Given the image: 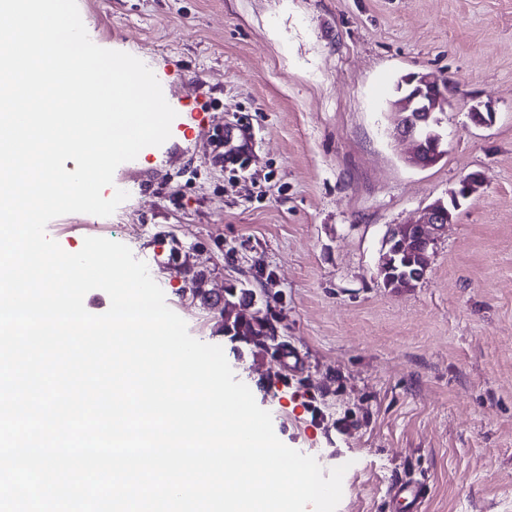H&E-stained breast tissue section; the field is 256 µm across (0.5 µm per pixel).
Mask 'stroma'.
<instances>
[{
  "label": "stroma",
  "mask_w": 512,
  "mask_h": 512,
  "mask_svg": "<svg viewBox=\"0 0 512 512\" xmlns=\"http://www.w3.org/2000/svg\"><path fill=\"white\" fill-rule=\"evenodd\" d=\"M91 41L144 62L175 110L171 136L121 164L107 217L53 219L69 253L127 245L195 339L221 346L285 445L347 465L337 512H512V0H77ZM448 82L447 154L412 168L388 101L398 78ZM491 110L472 122V106ZM225 127L244 165H216ZM485 183L441 232L422 281L385 287L389 228ZM205 287L268 293L284 358L237 349ZM179 273L183 274L184 281L189 285V292L193 298H199V300L207 305H216L218 299L214 301L208 291L203 288L207 274L204 270H191L188 268L180 267ZM213 301V303L211 302ZM425 493L424 484L413 480H401L392 485L389 502L405 512H421Z\"/></svg>",
  "instance_id": "obj_1"
}]
</instances>
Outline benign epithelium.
Masks as SVG:
<instances>
[{"instance_id": "1", "label": "benign epithelium", "mask_w": 512, "mask_h": 512, "mask_svg": "<svg viewBox=\"0 0 512 512\" xmlns=\"http://www.w3.org/2000/svg\"><path fill=\"white\" fill-rule=\"evenodd\" d=\"M397 92L399 97L392 102L393 109L400 115L395 135L410 145L406 162L414 167H429L446 154L438 114L452 106L448 84L424 74L408 73L398 82ZM482 181L483 174L480 172L466 175L450 191L448 200H439L425 209L420 222L399 224L390 230V242H396L398 248L423 257L424 263L416 274L417 279H423L429 268L430 251L435 246L436 234L452 221L454 212Z\"/></svg>"}]
</instances>
